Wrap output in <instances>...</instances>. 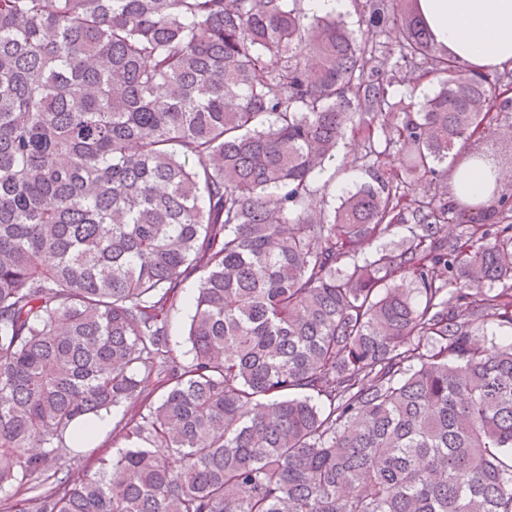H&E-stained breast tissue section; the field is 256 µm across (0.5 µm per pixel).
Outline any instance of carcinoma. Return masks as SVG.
Wrapping results in <instances>:
<instances>
[{
  "instance_id": "1",
  "label": "carcinoma",
  "mask_w": 512,
  "mask_h": 512,
  "mask_svg": "<svg viewBox=\"0 0 512 512\" xmlns=\"http://www.w3.org/2000/svg\"><path fill=\"white\" fill-rule=\"evenodd\" d=\"M303 2L0 0V512H512V188L441 170L500 175L464 146L512 72L418 0H354L393 46ZM359 133L369 180L316 211ZM122 405L127 447L45 488ZM437 85V79L428 74L424 76L418 83L411 84L410 87H403L395 85L390 91L392 94L399 98L400 96H406L407 99H410L409 96L412 97V100L420 102L423 100L424 96L430 93ZM454 179L456 196L463 201L470 202L472 198H480L492 189L495 176L490 174L485 167L465 162L456 168ZM201 273H195L188 277L183 283L181 301L173 313L171 322V345L174 354L179 360L186 361L191 357L190 345L187 342V323L191 313L190 299L194 294V287Z\"/></svg>"
}]
</instances>
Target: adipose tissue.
Listing matches in <instances>:
<instances>
[{"instance_id": "ef3b65f1", "label": "adipose tissue", "mask_w": 512, "mask_h": 512, "mask_svg": "<svg viewBox=\"0 0 512 512\" xmlns=\"http://www.w3.org/2000/svg\"><path fill=\"white\" fill-rule=\"evenodd\" d=\"M420 9L463 69L483 75L512 68V0H420Z\"/></svg>"}]
</instances>
